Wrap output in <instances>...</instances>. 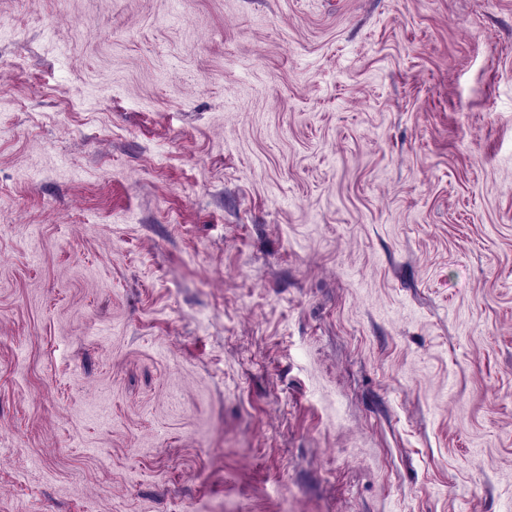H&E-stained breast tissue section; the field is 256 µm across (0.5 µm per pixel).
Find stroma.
Returning <instances> with one entry per match:
<instances>
[{"mask_svg": "<svg viewBox=\"0 0 512 512\" xmlns=\"http://www.w3.org/2000/svg\"><path fill=\"white\" fill-rule=\"evenodd\" d=\"M0 512H512V0H0Z\"/></svg>", "mask_w": 512, "mask_h": 512, "instance_id": "35a3bbf8", "label": "stroma"}]
</instances>
